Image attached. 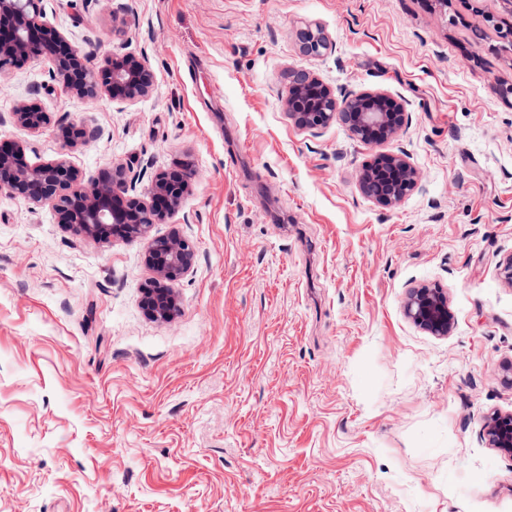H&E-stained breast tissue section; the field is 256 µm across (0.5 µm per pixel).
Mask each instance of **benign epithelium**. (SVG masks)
Listing matches in <instances>:
<instances>
[{
	"label": "benign epithelium",
	"mask_w": 512,
	"mask_h": 512,
	"mask_svg": "<svg viewBox=\"0 0 512 512\" xmlns=\"http://www.w3.org/2000/svg\"><path fill=\"white\" fill-rule=\"evenodd\" d=\"M43 0H0V74L31 59L47 58L51 77L68 93L87 96L99 89L112 100L133 103L147 96L153 74L147 60L132 53L113 55L91 67L85 57L67 51L66 39L41 22ZM303 49L318 54L325 48L321 33L306 28L300 33ZM289 119L303 130L324 128L339 119L353 138L372 146L394 139L407 123L402 105L386 94L361 92L337 99L332 91L308 75L292 81L282 96ZM15 121L26 129L50 123L41 109L20 105ZM85 132L69 127L62 134V151L54 160L34 165L22 160L23 148L0 150V194L20 197L55 209L59 223L77 236L96 237L110 231L126 239L148 237L151 225L162 223L180 204L195 176L189 168L155 174L145 201L134 195L136 184L126 170L117 166L96 178L86 179L69 160L70 150ZM418 185V173L404 154H386L364 166L361 190L381 205L403 200ZM193 245L179 233L153 239L146 262L154 278L145 286L148 313L171 320L178 311L174 283L188 269ZM405 311L414 324L434 335H446L452 327L448 299L440 288L412 289ZM491 447L512 454V414L496 416L487 426Z\"/></svg>",
	"instance_id": "7a95c632"
}]
</instances>
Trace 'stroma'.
I'll return each mask as SVG.
<instances>
[{
    "label": "stroma",
    "instance_id": "1",
    "mask_svg": "<svg viewBox=\"0 0 512 512\" xmlns=\"http://www.w3.org/2000/svg\"><path fill=\"white\" fill-rule=\"evenodd\" d=\"M100 64L146 57L135 103L63 91L52 63L0 75V147L195 172L172 230L195 255L174 321L150 318L149 239L85 238L51 205L0 195V512H512V46L496 0H43ZM327 44L305 53L300 32ZM336 96L382 91L406 126L369 146L307 131L290 76ZM51 118L29 130L18 105ZM420 183L384 207L359 186L383 153ZM443 288L448 335L404 313ZM486 429L492 448L512 454V414L492 418Z\"/></svg>",
    "mask_w": 512,
    "mask_h": 512
}]
</instances>
